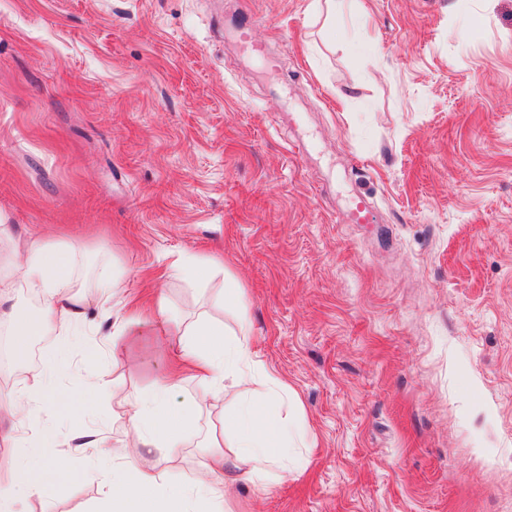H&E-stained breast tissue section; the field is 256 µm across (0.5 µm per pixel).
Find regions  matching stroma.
<instances>
[{
  "label": "stroma",
  "mask_w": 512,
  "mask_h": 512,
  "mask_svg": "<svg viewBox=\"0 0 512 512\" xmlns=\"http://www.w3.org/2000/svg\"><path fill=\"white\" fill-rule=\"evenodd\" d=\"M251 12L262 57L228 40ZM359 194L373 223H344ZM0 212L64 232L85 286L127 274L0 378L60 354L76 393L136 301L164 306L75 416L39 412L35 455L81 472L46 512L106 496L70 435L119 437L113 394L176 365L170 314L248 322L313 433L288 480L241 474L232 512H512V0H336L332 25L315 0H0ZM223 412L206 400L183 477Z\"/></svg>",
  "instance_id": "35a3bbf8"
}]
</instances>
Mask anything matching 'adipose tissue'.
Segmentation results:
<instances>
[{
	"mask_svg": "<svg viewBox=\"0 0 512 512\" xmlns=\"http://www.w3.org/2000/svg\"><path fill=\"white\" fill-rule=\"evenodd\" d=\"M75 253L74 246L38 232L21 237L0 216V327L9 328L15 354L25 352L37 331L76 332L97 294L109 296L121 288V276L105 271L96 280L97 293L76 290ZM21 292L38 301V317L17 311L13 299ZM172 326L186 338L182 356L193 374H167L149 389L113 397L112 415L122 422L120 438L109 444L98 437L77 446L80 454L98 460V475L109 487L101 512H225L241 467L255 477L273 469L284 480L306 464L304 458L288 456L291 442L306 435L298 401L285 382L255 358L248 345V324H241L238 339L231 343L203 317L190 323L176 319ZM64 369V363L53 358L43 370L0 384V512H32L33 501L46 500L52 487L74 478L69 462L30 459L31 435L24 427L25 417L47 402L70 415L77 411L74 400L56 391V375ZM229 376L239 386L262 380L267 392L225 409L222 433L206 437L191 478L165 480L201 409L188 394V384L221 394ZM147 452L153 454V463H144Z\"/></svg>",
	"mask_w": 512,
	"mask_h": 512,
	"instance_id": "obj_1",
	"label": "adipose tissue"
}]
</instances>
